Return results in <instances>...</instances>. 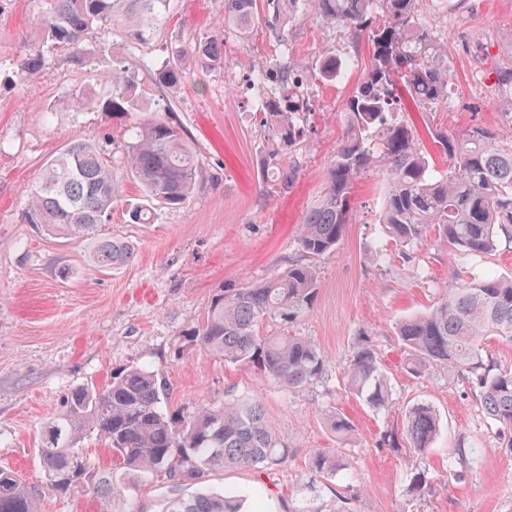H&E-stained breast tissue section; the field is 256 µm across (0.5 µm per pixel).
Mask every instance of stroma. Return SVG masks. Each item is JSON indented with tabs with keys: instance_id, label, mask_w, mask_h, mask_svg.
I'll use <instances>...</instances> for the list:
<instances>
[{
	"instance_id": "35a3bbf8",
	"label": "stroma",
	"mask_w": 512,
	"mask_h": 512,
	"mask_svg": "<svg viewBox=\"0 0 512 512\" xmlns=\"http://www.w3.org/2000/svg\"><path fill=\"white\" fill-rule=\"evenodd\" d=\"M48 0H0V468L17 472L38 512H98L87 493L53 492L39 461L46 422L62 410L74 388L105 383L113 368L150 365L170 388L167 403L188 411L236 397L261 399L272 423L288 438V460L272 470L264 512H295L296 485L312 450L330 448L350 478V512H512V454L500 447L496 427L480 401L447 365L422 377L407 373L397 323L425 312L449 282L485 274L512 278V243L486 257H460L425 239L403 255L383 232L379 216L386 182L364 173L353 191V215L337 248L316 258L318 289L310 311L292 331L310 337L327 361L317 385L288 393L266 384L257 370L233 368L203 351L179 353V331L206 312L217 289L261 282L303 262L294 231L320 194L345 125L344 104L373 64L368 34L326 25L315 15L281 24L266 7L248 32L224 22V0H174L160 35L149 45L124 42L104 26L87 34L84 68L41 40ZM451 74L448 98L433 110L414 109L402 120L418 130L437 127L464 135L475 127L501 131L511 106L497 89L498 67L512 65V0H417ZM207 34L224 45L218 68L185 70L177 88L141 67L142 56L165 65ZM307 78L309 110L304 136L285 157L296 177L287 192L261 193L267 136L256 120L252 81L258 62L275 64L280 42ZM41 51L35 82H16L17 66ZM342 64L336 81L313 79L319 57ZM120 66L136 85L137 102L114 115L91 104L66 107L79 89L106 90L104 76ZM173 114L185 127L202 167L198 188L183 207L156 206L152 224L132 223L128 200L140 187L122 181V200L98 232L131 245L135 258L107 272L85 267V243L39 232L22 223L28 189L46 162L75 139L106 142L114 167L124 163L129 130L143 113ZM69 268L64 279L59 269ZM368 331L391 380L394 401L376 409L343 389V368L360 331ZM426 401L441 417L431 449L421 459L435 477L429 494L407 495L399 458L377 446L400 428L410 405ZM330 406L355 426L336 441L323 420ZM470 442L479 463L455 479L448 455Z\"/></svg>"
}]
</instances>
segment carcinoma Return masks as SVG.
<instances>
[{
  "label": "carcinoma",
  "instance_id": "obj_1",
  "mask_svg": "<svg viewBox=\"0 0 512 512\" xmlns=\"http://www.w3.org/2000/svg\"><path fill=\"white\" fill-rule=\"evenodd\" d=\"M169 3L50 0L42 37L82 67L86 34L109 25L120 29L127 43H147L163 25ZM307 10L358 34L373 15L381 22L372 32L374 63L345 103L347 125L324 189L297 226L301 251L313 260L336 249L350 223L352 187L370 169L386 179L380 223L397 246L414 248L430 236L462 257H480L498 251L504 240L511 243L512 143L483 128L463 136L430 129L427 137L450 165L448 173L437 176L434 156L418 130L393 118L402 101L432 109L448 99V65L429 26L418 18L415 0H288V20ZM256 17L257 0H224L227 22L245 30ZM282 49L283 63L273 71L276 89L262 91L260 126L270 144L265 165L273 170L274 184L286 189L296 170L284 166L282 157L304 134L307 100L289 90L293 69L288 45ZM223 61L222 45L202 35L190 54L165 67L161 78L175 89L185 67H219ZM42 63L38 52L24 58L19 80L29 83ZM339 76L336 56L325 54L314 77L334 82ZM105 78L109 91L101 101L103 110L116 114L133 106L134 84L123 72L114 68ZM497 78L500 94L512 100V67L499 68ZM124 169L144 191V203L132 209L138 224L153 221L155 202L171 209L185 204L202 173L185 130L173 118L159 115H148L133 127ZM119 200V176L104 146L73 140L47 162L29 189L21 221L59 238L86 237L87 269L102 272L135 256L130 245L94 234L109 221ZM316 292V271L308 263L292 265L264 283L221 288L204 316L180 331L178 351L203 350L227 366L252 367L283 391L306 389L323 380L327 361L311 338L290 335L288 327L309 312ZM269 320L282 327L279 334L263 333ZM396 336L407 353L408 373L422 376L437 364L461 372L497 424L501 446L512 452V368H502L486 350L492 339L512 342V280L487 275L450 284L428 310L401 320ZM346 388L376 408L392 400L388 377L364 331L346 366ZM165 393L166 382L145 365L116 368L109 383L74 390L41 439L39 458L51 489L60 495L88 491L103 512H133L128 504L136 489L159 475L175 491L166 512H245V496L211 490L207 477L224 468L248 469L261 485L256 494L267 487L263 475L288 459V445L262 404L231 397L186 413L162 406ZM323 419L338 440L355 435L353 421L340 409L328 407ZM439 428L436 411L416 404L406 411L402 431L385 432L378 447L411 458L431 447ZM88 435L108 446L111 466H95L78 448ZM477 460L472 449L460 445L453 450L450 471L461 479ZM342 471L336 452H312L299 478L295 512H343L325 508L316 495L322 481ZM406 478L412 496L431 490L432 476L420 466L408 467ZM0 512H35L22 480L8 469H0Z\"/></svg>",
  "mask_w": 512,
  "mask_h": 512
}]
</instances>
